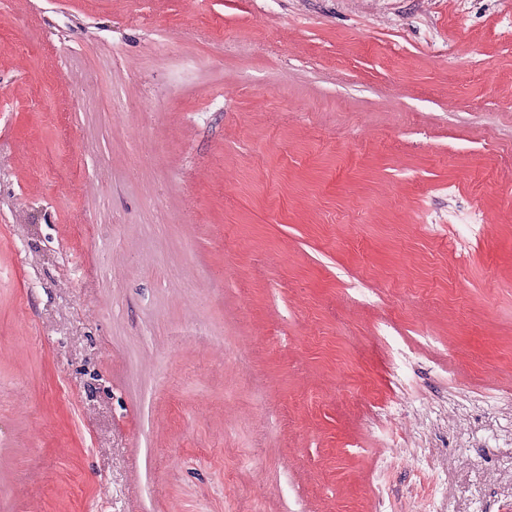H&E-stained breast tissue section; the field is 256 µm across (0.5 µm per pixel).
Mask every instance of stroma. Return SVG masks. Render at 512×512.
I'll list each match as a JSON object with an SVG mask.
<instances>
[{"instance_id":"35a3bbf8","label":"stroma","mask_w":512,"mask_h":512,"mask_svg":"<svg viewBox=\"0 0 512 512\" xmlns=\"http://www.w3.org/2000/svg\"><path fill=\"white\" fill-rule=\"evenodd\" d=\"M0 512H512V0H0Z\"/></svg>"}]
</instances>
